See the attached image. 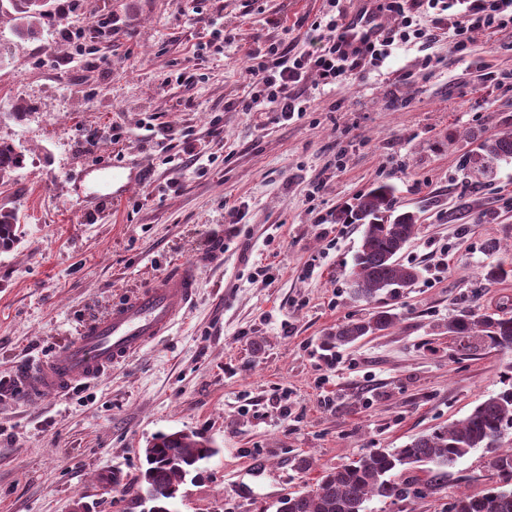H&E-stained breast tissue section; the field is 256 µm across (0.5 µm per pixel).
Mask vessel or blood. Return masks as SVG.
<instances>
[{"mask_svg":"<svg viewBox=\"0 0 512 512\" xmlns=\"http://www.w3.org/2000/svg\"><path fill=\"white\" fill-rule=\"evenodd\" d=\"M381 19L374 8L351 12L346 19L345 41L356 48L380 33ZM141 165H100L95 169L87 200L90 204L122 200L142 183ZM198 285L195 264L173 269L152 286L112 305L102 316L86 322L75 341L18 379L24 399L39 400L69 391L78 381H93L125 362L131 355L163 336L193 302Z\"/></svg>","mask_w":512,"mask_h":512,"instance_id":"b4317fda","label":"vessel or blood"}]
</instances>
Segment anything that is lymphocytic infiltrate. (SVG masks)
<instances>
[{"label":"lymphocytic infiltrate","mask_w":512,"mask_h":512,"mask_svg":"<svg viewBox=\"0 0 512 512\" xmlns=\"http://www.w3.org/2000/svg\"><path fill=\"white\" fill-rule=\"evenodd\" d=\"M466 8L454 27L451 51L463 55L478 30L501 31L512 29V0H465ZM384 10L400 14L398 27L385 30L378 39L357 53L341 48L342 17H330L325 34L312 51L289 56L287 51L270 44L268 49L250 53L249 81L240 102L242 111L258 113L262 124L288 120L302 112L301 87L307 76H315L328 85L347 79L356 69L386 59L398 45L415 40L426 43L434 38L431 29L420 26L412 15L406 14L401 0H384Z\"/></svg>","instance_id":"lymphocytic-infiltrate-1"}]
</instances>
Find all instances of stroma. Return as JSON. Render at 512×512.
<instances>
[{
    "instance_id": "obj_1",
    "label": "stroma",
    "mask_w": 512,
    "mask_h": 512,
    "mask_svg": "<svg viewBox=\"0 0 512 512\" xmlns=\"http://www.w3.org/2000/svg\"><path fill=\"white\" fill-rule=\"evenodd\" d=\"M354 5L213 0L224 49L203 58L195 0H79L74 11L57 0L31 40L0 15V140L24 156L0 185V208L19 217L16 244L0 252V512H68L77 499L86 512H142L144 450L174 431L217 450L181 484L176 512H277L324 470L404 447L512 386V349L444 328L463 310L512 316V276L484 277L512 266V158L485 163L477 152L512 132V90L486 78L512 73V30L474 33L459 57L449 34L460 6L424 9L416 18L432 42L336 85L308 79L304 110L288 122L261 127L238 106L253 34L275 36L280 20L292 54L305 53L315 22ZM108 16L118 33L83 61L63 28ZM181 73L191 85L175 84ZM215 119L216 161L165 163L178 128L203 137ZM126 161L146 169L144 183L119 205L84 208L79 172ZM379 182L418 217L400 259L421 276L371 304L347 283L362 228L334 217ZM185 262L198 266V293L167 336L68 394L21 398L19 371ZM377 305L397 313L393 327L324 348L338 324ZM495 484L476 449L443 492L374 499L368 512H450L458 493Z\"/></svg>"
}]
</instances>
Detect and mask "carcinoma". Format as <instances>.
<instances>
[{
	"label": "carcinoma",
	"mask_w": 512,
	"mask_h": 512,
	"mask_svg": "<svg viewBox=\"0 0 512 512\" xmlns=\"http://www.w3.org/2000/svg\"><path fill=\"white\" fill-rule=\"evenodd\" d=\"M0 13L16 21L18 37L30 38L51 16V0H3ZM480 150L491 158H512V132L480 144ZM22 161L23 155L13 144L0 140L1 183L9 181ZM335 220L364 226L350 272L356 296L375 299L386 290L408 288L418 279L417 267L400 260L416 232L417 217L411 211H396L391 185H375L340 209ZM17 222L15 211L0 209V251L12 249L17 242ZM395 320V314L379 307L366 318L338 325L325 337V345L353 344L391 328ZM448 333L461 338L478 336L494 347L512 349V317L505 314L464 311L448 323ZM475 448L485 449V467L496 475L500 486L484 494H460L454 512H512V387L481 402L454 426L423 433L402 448H373L350 464L325 471L315 487L288 497L287 512H366V502L374 498L385 502L438 494L448 485V469ZM215 454L211 443L197 434L170 432L153 437L144 450L142 482L158 512H171V497L186 476ZM420 463L434 465L421 482L411 485L392 479L399 467Z\"/></svg>",
	"instance_id": "obj_1"
}]
</instances>
